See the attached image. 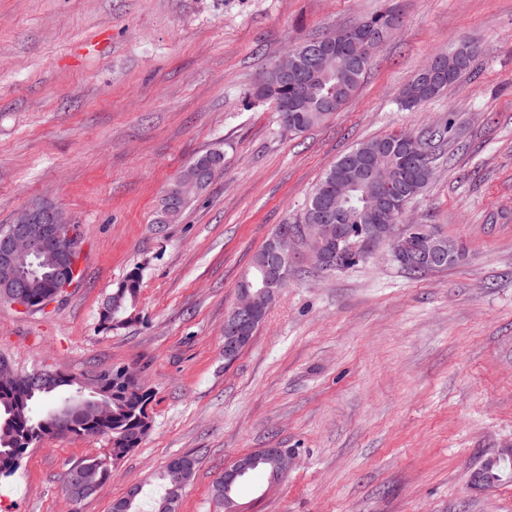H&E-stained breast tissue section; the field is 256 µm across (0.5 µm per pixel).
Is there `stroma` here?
<instances>
[{
    "instance_id": "35a3bbf8",
    "label": "stroma",
    "mask_w": 512,
    "mask_h": 512,
    "mask_svg": "<svg viewBox=\"0 0 512 512\" xmlns=\"http://www.w3.org/2000/svg\"><path fill=\"white\" fill-rule=\"evenodd\" d=\"M389 8L397 27L322 124L290 133L251 100L289 46ZM461 39L482 49L471 72L403 109L418 69ZM444 126L408 216L463 259L412 276L380 243L323 273L298 252L225 361L242 275L326 170L369 139ZM215 147L222 171L177 223L156 224L169 186ZM40 202L78 224L83 276L41 312L0 301V357L18 373L128 365L154 393L153 428L78 502L64 474L106 440L39 443L0 481V512H112L182 454L197 466L179 512H223L214 481L262 448L294 465L274 486L242 480L243 512H512V479L472 483L512 448V0H0V225ZM135 267L132 321L104 328L105 298Z\"/></svg>"
}]
</instances>
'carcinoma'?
I'll use <instances>...</instances> for the list:
<instances>
[{"instance_id":"carcinoma-1","label":"carcinoma","mask_w":512,"mask_h":512,"mask_svg":"<svg viewBox=\"0 0 512 512\" xmlns=\"http://www.w3.org/2000/svg\"><path fill=\"white\" fill-rule=\"evenodd\" d=\"M393 24V14L381 12L360 25L355 38L361 39L371 34L379 39L388 33ZM478 53L476 46L461 39L443 53L440 65L433 66L435 58H430L419 70L423 74L432 72L431 79L415 87L413 97L401 96L399 104L408 110L419 107L423 102L435 97L441 91L457 83L472 67ZM370 59L358 57V52L340 59L336 71L322 78L316 87L313 99H297L293 84L283 83L271 72H266L262 82L255 86L251 97L279 105L288 101L289 109L280 113L281 120L289 131L300 134L324 122L331 112L323 107V102L332 100L343 105L355 92L368 69ZM432 140L413 138L407 134H389L362 142L341 156L326 170L319 184L312 192L305 210H310L320 201H325L330 185L338 174H353L361 152L379 153L384 156L386 165L395 168L398 174L407 179V188L412 197H417L433 180L434 166L410 169L415 150L431 151ZM224 153L215 148L198 156L192 165L202 173L200 189H205L215 174L222 169ZM190 200L180 196L179 187L171 184L162 200L156 223L176 222ZM54 259L50 254L30 257L21 273L27 277L28 296L34 304L52 296L59 301L65 293V281L54 277ZM140 268L132 269L107 297L100 314L101 321L109 329L124 327L131 320L130 310L134 306L140 287ZM90 380L97 397L108 400L112 413L98 416L84 406L85 396L80 394L84 380ZM153 392L140 379L122 378L114 369L102 371L89 378L66 374L57 370H41L17 375L13 380L0 383V479L12 476L20 467L24 454L35 444L58 434H71L75 437H98L108 441L110 448L104 457H88L71 466L65 476V490L68 496L79 500L93 495L98 484L112 477L114 468L145 439L153 427L148 405ZM71 412V425L59 426L61 411ZM499 475L500 479L512 476V461L501 460L498 464L485 462L474 475L475 484L489 487V476ZM174 484L168 479L167 471H162L154 492L147 494L143 487L130 490L133 499L121 498L126 512H143L144 501H149L150 512H165V501L170 497Z\"/></svg>"}]
</instances>
